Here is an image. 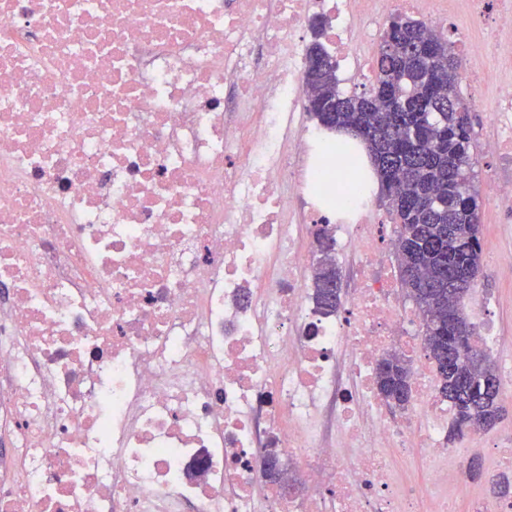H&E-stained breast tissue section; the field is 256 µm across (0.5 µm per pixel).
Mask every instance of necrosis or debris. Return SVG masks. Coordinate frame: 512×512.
I'll return each mask as SVG.
<instances>
[{
  "instance_id": "necrosis-or-debris-1",
  "label": "necrosis or debris",
  "mask_w": 512,
  "mask_h": 512,
  "mask_svg": "<svg viewBox=\"0 0 512 512\" xmlns=\"http://www.w3.org/2000/svg\"><path fill=\"white\" fill-rule=\"evenodd\" d=\"M462 38L512 222V0ZM394 0H0V512H414L388 449L436 465L448 409L389 274L388 218L338 211L303 125L312 18L340 79ZM501 70L487 91L478 64ZM353 252L320 314L303 251ZM414 357L388 416L382 354ZM284 461L265 472L268 455Z\"/></svg>"
}]
</instances>
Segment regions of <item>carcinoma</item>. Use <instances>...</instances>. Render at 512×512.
I'll use <instances>...</instances> for the list:
<instances>
[{
	"label": "carcinoma",
	"mask_w": 512,
	"mask_h": 512,
	"mask_svg": "<svg viewBox=\"0 0 512 512\" xmlns=\"http://www.w3.org/2000/svg\"><path fill=\"white\" fill-rule=\"evenodd\" d=\"M328 67L308 83L317 124L342 128L365 148L385 192L388 213L398 225L394 253L399 283L422 318V340L434 365L439 397L471 430H487L500 419V378L478 347L473 356L448 363L454 338H475L464 314L465 298L481 272V201L473 184L474 134L469 111L456 89L458 55L454 43L413 18L392 17L375 61V80L360 95L339 89L336 63L317 39L307 62ZM325 232L315 234L319 254L313 275L314 298L323 313L341 299L324 285L339 278L326 260ZM411 369L393 358L387 375L376 372L378 394L404 410L412 400Z\"/></svg>",
	"instance_id": "cac0c4a2"
}]
</instances>
